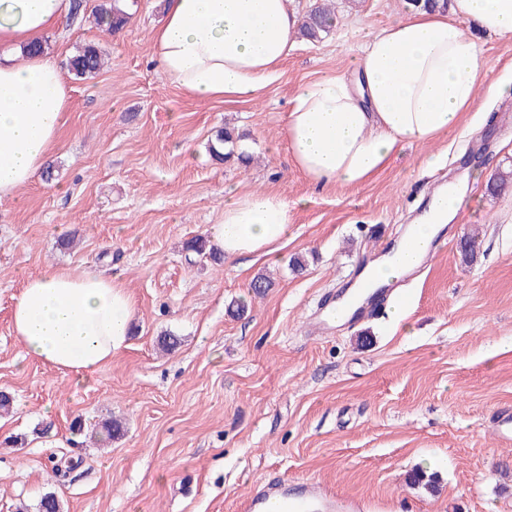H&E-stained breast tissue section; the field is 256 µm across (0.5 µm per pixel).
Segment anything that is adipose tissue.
I'll use <instances>...</instances> for the list:
<instances>
[{"mask_svg":"<svg viewBox=\"0 0 512 512\" xmlns=\"http://www.w3.org/2000/svg\"><path fill=\"white\" fill-rule=\"evenodd\" d=\"M69 15L68 0H0V48L21 54ZM512 36V0H451L448 9L408 8L377 29H360L349 69L301 84L283 128L292 165L316 188L355 187L410 144L455 129L479 93L512 98V70L485 84L477 41L458 24ZM302 23L289 0H168L153 32L162 74L192 97L235 101L280 76ZM54 58L0 62V198L17 196L46 165L68 108ZM470 181L438 190L397 246L363 267L359 288H377L419 265L443 225L465 209ZM295 203L258 190L229 192L208 229L225 258L274 257L294 221ZM136 311L120 275L50 265L26 276L11 324L26 356L85 384L123 348Z\"/></svg>","mask_w":512,"mask_h":512,"instance_id":"ef3b65f1","label":"adipose tissue"}]
</instances>
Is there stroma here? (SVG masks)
Here are the masks:
<instances>
[{"label": "stroma", "mask_w": 512, "mask_h": 512, "mask_svg": "<svg viewBox=\"0 0 512 512\" xmlns=\"http://www.w3.org/2000/svg\"><path fill=\"white\" fill-rule=\"evenodd\" d=\"M49 33L65 64L93 42L106 65L66 75L65 126L52 181L0 200V512L35 508L55 492L63 512H235L263 480L309 478L372 504L373 512H512V446L489 416L512 406V191L472 201L425 268L407 281L405 320L341 324L324 334L311 312L391 248L432 192L481 170H512V99L478 98L455 130L407 145L371 181L317 189L291 168L281 139L304 82L344 71L358 28L402 13L405 0H332L336 25L297 39L278 80L234 102L198 101L167 80L152 33L164 0H134L119 32L88 16ZM245 137L250 165H218V128ZM441 156L439 167L424 162ZM307 198L276 263L219 264L189 256L228 191ZM478 227L477 257L459 243ZM304 262L294 270V258ZM121 273L136 302L127 345L77 386L26 357L10 328L25 275L46 264ZM273 285L261 298L257 275ZM245 302L244 315L229 311ZM181 339L157 347L163 332ZM116 416L124 435L101 442ZM74 460L56 476L61 459ZM438 473L429 494L408 482Z\"/></svg>", "instance_id": "obj_1"}]
</instances>
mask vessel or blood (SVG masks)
Masks as SVG:
<instances>
[{"label":"vessel or blood","mask_w":512,"mask_h":512,"mask_svg":"<svg viewBox=\"0 0 512 512\" xmlns=\"http://www.w3.org/2000/svg\"><path fill=\"white\" fill-rule=\"evenodd\" d=\"M400 284H392L371 292L354 310L360 318L380 308L401 294ZM491 425L500 442L512 444V408H497ZM238 512H363L360 502L337 495L307 478L263 481L242 499Z\"/></svg>","instance_id":"b4317fda"}]
</instances>
